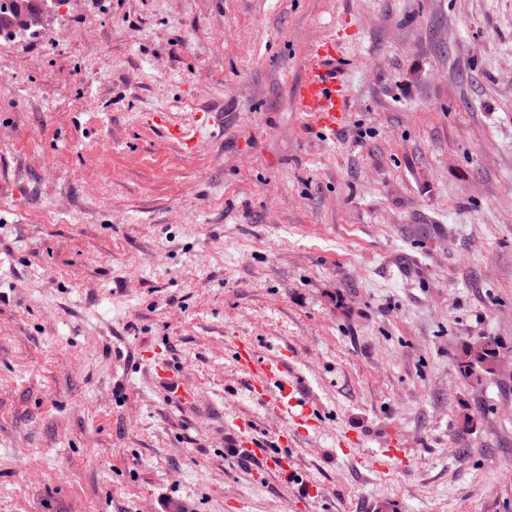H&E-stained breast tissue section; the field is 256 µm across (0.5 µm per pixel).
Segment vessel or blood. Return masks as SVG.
I'll use <instances>...</instances> for the list:
<instances>
[{"instance_id":"b4317fda","label":"vessel or blood","mask_w":512,"mask_h":512,"mask_svg":"<svg viewBox=\"0 0 512 512\" xmlns=\"http://www.w3.org/2000/svg\"><path fill=\"white\" fill-rule=\"evenodd\" d=\"M344 69L345 64L337 58L334 44L318 45L313 50V59L304 79L295 89V106L307 113L319 128L336 129L346 116ZM149 120L166 127L173 141L184 151H191L192 138L183 128L171 124L165 113L151 114ZM234 355L238 366L255 379L252 393L260 396L268 408L292 416L299 426L314 425L315 411L303 396L297 380L285 376L282 359L259 357L254 343L244 339L235 341ZM234 446L240 456L260 461L263 474L287 476L288 468L282 457L269 454L264 438L254 425L237 422ZM377 455L381 462L399 465L411 457L412 451L403 447L399 439L390 436L385 447L378 449Z\"/></svg>"}]
</instances>
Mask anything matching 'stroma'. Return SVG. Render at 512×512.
Instances as JSON below:
<instances>
[{
    "mask_svg": "<svg viewBox=\"0 0 512 512\" xmlns=\"http://www.w3.org/2000/svg\"><path fill=\"white\" fill-rule=\"evenodd\" d=\"M329 39L325 135L292 97ZM154 112L212 123L186 153ZM236 338L285 355L316 429L280 447ZM238 420L286 482L233 457ZM389 428L415 455L382 472ZM176 504L512 512V0H56L7 42L0 512ZM499 346L491 338L476 340L463 347L458 357V368L464 377H471L478 373H492L499 363Z\"/></svg>",
    "mask_w": 512,
    "mask_h": 512,
    "instance_id": "obj_1",
    "label": "stroma"
}]
</instances>
